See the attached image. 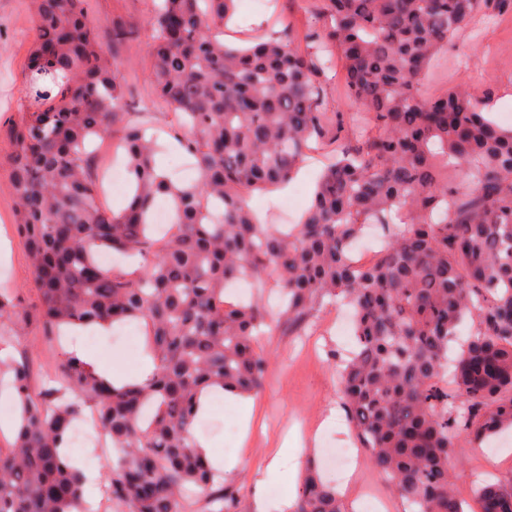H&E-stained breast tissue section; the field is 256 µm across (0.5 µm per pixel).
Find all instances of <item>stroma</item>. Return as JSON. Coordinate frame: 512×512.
Masks as SVG:
<instances>
[{
  "label": "stroma",
  "instance_id": "obj_1",
  "mask_svg": "<svg viewBox=\"0 0 512 512\" xmlns=\"http://www.w3.org/2000/svg\"><path fill=\"white\" fill-rule=\"evenodd\" d=\"M156 5L157 0H87L90 18L101 24L100 41L114 58L124 92L121 109L140 112L145 111V104H152L144 125L156 134L159 158L167 172L173 173L188 157L169 134L174 125L173 109L152 102L148 21ZM326 22L319 0H264L260 5L255 0H239L236 19L217 29L216 36L230 43L241 42L257 31L285 38L303 35L310 27L322 28ZM128 25L137 27L136 38L113 43V27ZM36 36L30 0H0V122L18 118L27 108L25 69ZM442 55L449 65L424 80L425 93L442 94L464 83L482 97L494 120L512 113V10L497 12L492 23L473 19L449 40ZM320 169L319 161H311L283 190L254 196L251 206L271 223H297ZM15 209L11 172L0 164V282L14 289L21 307L33 310L39 297L32 287L26 244L15 230ZM342 313V308L326 302L308 315L301 329L282 327L263 338L268 365L263 388L254 401L255 415L265 423L266 433L252 435L247 444H240L238 409L221 399L213 401L207 435L214 438L218 450L239 460L236 469L224 477L225 484L238 491L237 512H288L285 501L295 496L298 487L289 477L290 463H282L275 476L262 466L274 457L280 440L291 429H299L308 441L310 457L318 460L325 445L344 448L353 444L340 412L336 375V360L350 347L349 337L336 333V318ZM454 474L458 487L466 493L487 475L512 484V442L501 443L488 455L479 449L466 452ZM260 479L266 482V493L259 503L250 489Z\"/></svg>",
  "mask_w": 512,
  "mask_h": 512
}]
</instances>
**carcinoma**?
Returning <instances> with one entry per match:
<instances>
[{
	"mask_svg": "<svg viewBox=\"0 0 512 512\" xmlns=\"http://www.w3.org/2000/svg\"><path fill=\"white\" fill-rule=\"evenodd\" d=\"M330 22L305 39L228 45L214 30L235 0H161L148 25L150 79L172 107L197 177L173 182L152 139L122 122L120 89L85 0H31L37 41L27 111L6 129L24 238L40 295L35 324L139 320L154 368L116 385L60 350L36 393L26 359L0 354L15 428L0 448V512H90L86 476L62 452L87 412L122 449L104 471L110 512H236L235 489L196 450L199 395L262 389L265 305L227 288L270 281L278 322L297 327L325 299L351 310L355 347L339 365L358 447L409 512H466L452 480L466 448L512 429V127L460 84L428 95L438 51L490 0H322ZM336 47L346 96L376 133L334 149L300 224L260 223L246 198L288 183L315 144L349 139L354 117L328 112L322 76ZM119 133L132 181L119 212L97 202L90 143ZM459 171L458 184L448 170ZM174 217L161 237L153 215ZM370 224L387 237L357 267L350 245ZM107 251L137 267L104 266ZM28 317L0 292V326ZM481 512H512V485L485 482ZM293 512H344L311 465Z\"/></svg>",
	"mask_w": 512,
	"mask_h": 512,
	"instance_id": "1",
	"label": "carcinoma"
}]
</instances>
